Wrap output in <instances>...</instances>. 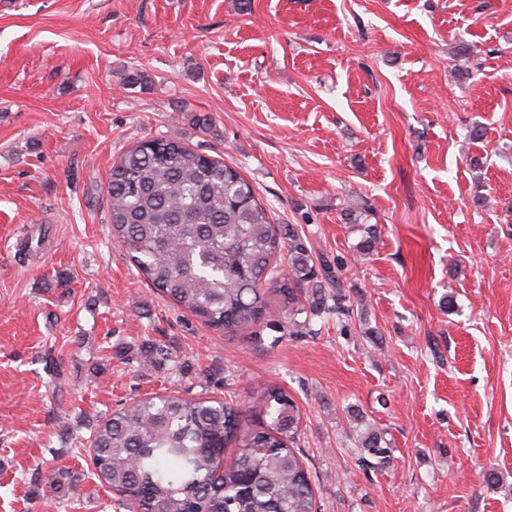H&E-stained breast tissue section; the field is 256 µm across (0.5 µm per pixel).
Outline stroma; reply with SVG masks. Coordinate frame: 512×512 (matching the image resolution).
<instances>
[{"label":"stroma","mask_w":512,"mask_h":512,"mask_svg":"<svg viewBox=\"0 0 512 512\" xmlns=\"http://www.w3.org/2000/svg\"><path fill=\"white\" fill-rule=\"evenodd\" d=\"M160 137L239 168L336 269L329 313L283 327L273 293L224 336L139 276L105 188ZM261 386L300 405L319 512H512V0H0V512H128L93 474L104 419L168 394L253 427ZM60 466L78 491L50 501ZM352 435L358 448H361L359 460L364 468L374 469L387 463L389 448L382 445V434L377 429L366 426L363 430L354 429Z\"/></svg>","instance_id":"35a3bbf8"}]
</instances>
